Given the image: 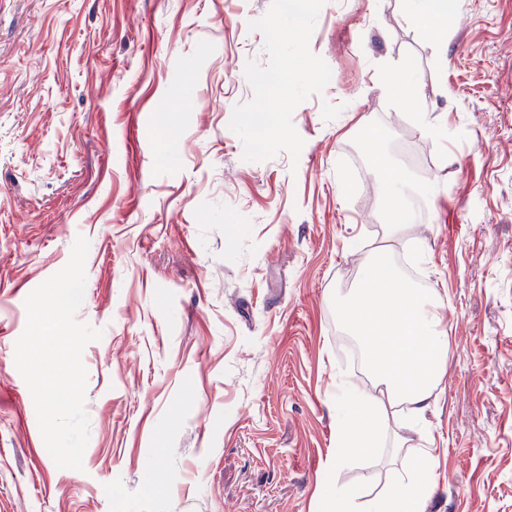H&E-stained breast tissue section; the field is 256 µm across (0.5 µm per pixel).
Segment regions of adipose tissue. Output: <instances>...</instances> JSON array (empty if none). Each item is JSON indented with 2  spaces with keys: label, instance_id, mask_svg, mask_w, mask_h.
<instances>
[{
  "label": "adipose tissue",
  "instance_id": "ef3b65f1",
  "mask_svg": "<svg viewBox=\"0 0 512 512\" xmlns=\"http://www.w3.org/2000/svg\"><path fill=\"white\" fill-rule=\"evenodd\" d=\"M379 192L385 202L388 242L412 227L416 190L403 181L386 180ZM344 318L360 339L366 367L382 400L391 408L406 411L414 425H421L446 373L448 336L437 295L407 285L386 243L363 267L360 285L345 303ZM370 414L367 399L351 397L336 439L337 460L376 452L380 429ZM432 462L430 449H419L417 465L376 499L364 503L358 489L341 488L320 494L318 512H422Z\"/></svg>",
  "mask_w": 512,
  "mask_h": 512
}]
</instances>
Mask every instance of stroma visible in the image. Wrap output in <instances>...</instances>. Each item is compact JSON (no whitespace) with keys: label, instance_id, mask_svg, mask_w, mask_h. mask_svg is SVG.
<instances>
[{"label":"stroma","instance_id":"stroma-1","mask_svg":"<svg viewBox=\"0 0 512 512\" xmlns=\"http://www.w3.org/2000/svg\"><path fill=\"white\" fill-rule=\"evenodd\" d=\"M369 129L437 179L391 250L442 301L449 367L427 434L383 408L377 452L335 468L336 385L372 390L336 311L384 224ZM80 235L103 336L76 471L15 343ZM420 448L424 512H512V0H457L443 40L412 0H0V512H316ZM388 83L391 92L397 97L412 98L415 94L412 71L408 66H402L394 71L390 75Z\"/></svg>","mask_w":512,"mask_h":512}]
</instances>
